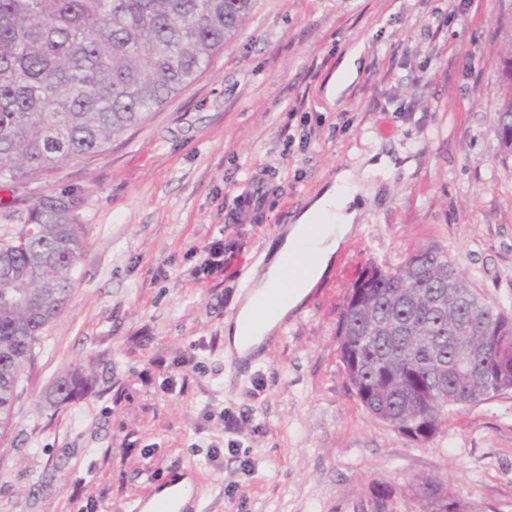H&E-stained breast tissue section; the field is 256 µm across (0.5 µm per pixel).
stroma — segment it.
I'll list each match as a JSON object with an SVG mask.
<instances>
[{
  "label": "stroma",
  "instance_id": "35a3bbf8",
  "mask_svg": "<svg viewBox=\"0 0 512 512\" xmlns=\"http://www.w3.org/2000/svg\"><path fill=\"white\" fill-rule=\"evenodd\" d=\"M448 5L256 0L196 81L108 151L0 186V238L40 195L71 193L87 243L0 436V512H123L184 473L204 512H372L381 487L392 512H415L409 483L423 476L468 512H512V391L416 443L359 403L336 341L365 266L399 267L424 245L512 315V157L492 134L512 0ZM303 115L312 140L289 148ZM376 152L404 164L361 197L353 237L264 360L235 367L224 321L241 277L338 169ZM254 176L269 189L241 224ZM217 240L223 275L197 278L193 249ZM75 365L91 384L51 404L48 388ZM226 408L250 417L233 452Z\"/></svg>",
  "mask_w": 512,
  "mask_h": 512
}]
</instances>
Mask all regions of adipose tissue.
I'll return each mask as SVG.
<instances>
[{
    "mask_svg": "<svg viewBox=\"0 0 512 512\" xmlns=\"http://www.w3.org/2000/svg\"><path fill=\"white\" fill-rule=\"evenodd\" d=\"M359 192L354 170L339 169L331 184L271 244L267 264L250 273L247 296L224 324L227 352L259 356L267 337L304 303L355 232Z\"/></svg>",
    "mask_w": 512,
    "mask_h": 512,
    "instance_id": "adipose-tissue-1",
    "label": "adipose tissue"
}]
</instances>
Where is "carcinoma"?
<instances>
[{
    "label": "carcinoma",
    "mask_w": 512,
    "mask_h": 512,
    "mask_svg": "<svg viewBox=\"0 0 512 512\" xmlns=\"http://www.w3.org/2000/svg\"><path fill=\"white\" fill-rule=\"evenodd\" d=\"M254 0H0V185L48 176L100 154L112 139L146 120L191 85L249 18ZM505 93L495 135L512 155V39L502 54ZM81 199L38 197L25 224L0 239V432L13 418L18 385L44 328L66 309L73 270L86 253ZM358 311L343 305L341 347L360 366L357 396L418 429H435L469 407L472 383L455 368L469 349L485 347L486 389L502 382L499 350L484 329L512 337V317L472 292L448 253L425 246L403 265L369 279ZM89 381L73 368L49 399H76ZM419 512L448 496L436 477L410 484ZM459 499L457 494L450 495Z\"/></svg>",
    "instance_id": "1"
}]
</instances>
